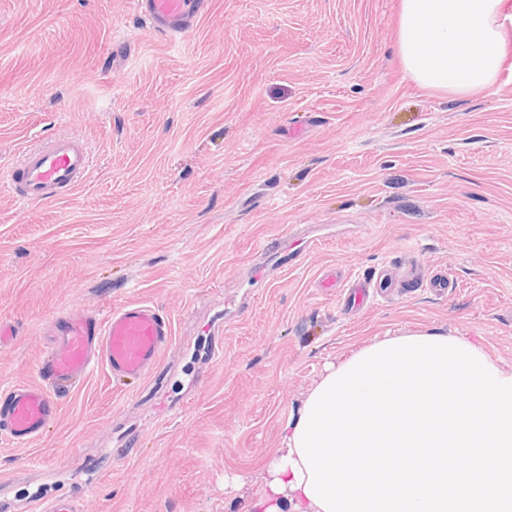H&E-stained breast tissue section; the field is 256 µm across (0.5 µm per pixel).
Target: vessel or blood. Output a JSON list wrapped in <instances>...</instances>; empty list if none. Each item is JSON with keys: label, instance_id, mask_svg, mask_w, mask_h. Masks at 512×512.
Here are the masks:
<instances>
[{"label": "vessel or blood", "instance_id": "vessel-or-blood-1", "mask_svg": "<svg viewBox=\"0 0 512 512\" xmlns=\"http://www.w3.org/2000/svg\"><path fill=\"white\" fill-rule=\"evenodd\" d=\"M208 0H135L152 34L171 38L189 31ZM91 170L88 150L74 137H52L28 153L21 166L9 168L5 180L12 193L31 202L61 198L85 181ZM391 273L351 278L340 297L341 309L367 305L375 290L394 287ZM53 342L37 366L33 383L0 392V432L24 447L42 437L60 413L64 396L78 390L89 373L104 368L112 380L138 382L159 364L173 342L168 318L152 304L129 301L106 317L64 309L52 318Z\"/></svg>", "mask_w": 512, "mask_h": 512}]
</instances>
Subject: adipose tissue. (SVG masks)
<instances>
[{"instance_id":"ef3b65f1","label":"adipose tissue","mask_w":512,"mask_h":512,"mask_svg":"<svg viewBox=\"0 0 512 512\" xmlns=\"http://www.w3.org/2000/svg\"><path fill=\"white\" fill-rule=\"evenodd\" d=\"M511 31L506 0H401L399 57L422 87L459 97L489 93L499 81ZM299 422V414L288 416L252 512H323L304 492L308 473L294 445Z\"/></svg>"}]
</instances>
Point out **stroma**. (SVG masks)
I'll return each instance as SVG.
<instances>
[{
	"instance_id": "1",
	"label": "stroma",
	"mask_w": 512,
	"mask_h": 512,
	"mask_svg": "<svg viewBox=\"0 0 512 512\" xmlns=\"http://www.w3.org/2000/svg\"><path fill=\"white\" fill-rule=\"evenodd\" d=\"M399 9L210 0L162 39L134 0H0V173L48 136L92 160L58 201L0 188V388L35 381L60 308L146 301L174 330L147 379L95 369L38 441L0 433L10 512H247L288 415L364 342L461 334L512 367V74L419 87ZM413 261L453 288L348 315L320 285Z\"/></svg>"
}]
</instances>
